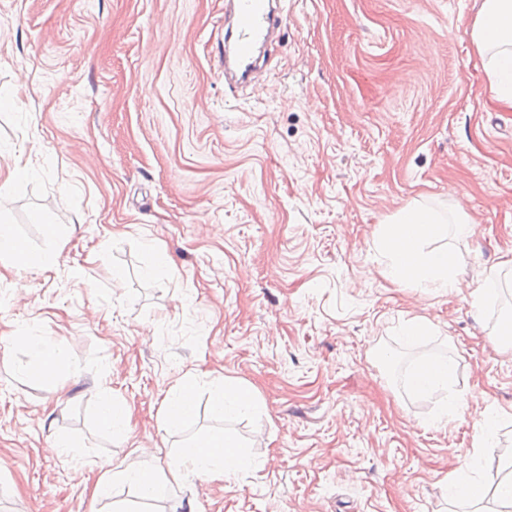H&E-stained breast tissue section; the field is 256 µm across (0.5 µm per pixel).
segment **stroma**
I'll list each match as a JSON object with an SVG mask.
<instances>
[{"mask_svg": "<svg viewBox=\"0 0 512 512\" xmlns=\"http://www.w3.org/2000/svg\"><path fill=\"white\" fill-rule=\"evenodd\" d=\"M477 0H281L260 82L224 83V0H0V165L32 175L0 194L36 264L0 256V512H110L107 470L167 466L162 401L187 375L251 386L236 431L254 469L173 486L160 512H473L445 486L481 452L512 465V109L495 99L469 29ZM418 203L474 236L443 238L459 290L388 279L381 226ZM59 241L47 254V233ZM85 272L74 279L72 269ZM433 325L406 342L403 325ZM69 364L32 371L19 332ZM456 362L468 407L405 379ZM128 405V435L96 421ZM501 418L484 448L475 422ZM84 466L49 453L53 436Z\"/></svg>", "mask_w": 512, "mask_h": 512, "instance_id": "obj_1", "label": "stroma"}]
</instances>
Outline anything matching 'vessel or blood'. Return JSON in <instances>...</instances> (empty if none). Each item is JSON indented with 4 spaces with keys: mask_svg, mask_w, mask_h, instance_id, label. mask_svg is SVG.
Listing matches in <instances>:
<instances>
[{
    "mask_svg": "<svg viewBox=\"0 0 512 512\" xmlns=\"http://www.w3.org/2000/svg\"><path fill=\"white\" fill-rule=\"evenodd\" d=\"M231 6L232 23L224 32V77L244 82L260 64L255 46L269 38L278 15L274 0H231Z\"/></svg>",
    "mask_w": 512,
    "mask_h": 512,
    "instance_id": "vessel-or-blood-1",
    "label": "vessel or blood"
}]
</instances>
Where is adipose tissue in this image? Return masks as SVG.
<instances>
[{"mask_svg":"<svg viewBox=\"0 0 512 512\" xmlns=\"http://www.w3.org/2000/svg\"><path fill=\"white\" fill-rule=\"evenodd\" d=\"M470 37L485 63L496 98L512 107V0H480ZM444 230L437 214L428 208L409 205L400 209L379 237V245L389 258L388 278L400 284L414 283L427 293L459 288V281L450 272L452 257L448 251L428 247ZM16 341L34 353L39 374H56L69 360L66 349L50 337L21 334ZM454 376L451 359L429 358L409 371L406 386L412 394L426 395L450 387ZM489 496L503 512H512V477L491 485L465 467L448 484V499L454 503L474 504Z\"/></svg>","mask_w":512,"mask_h":512,"instance_id":"adipose-tissue-1","label":"adipose tissue"}]
</instances>
